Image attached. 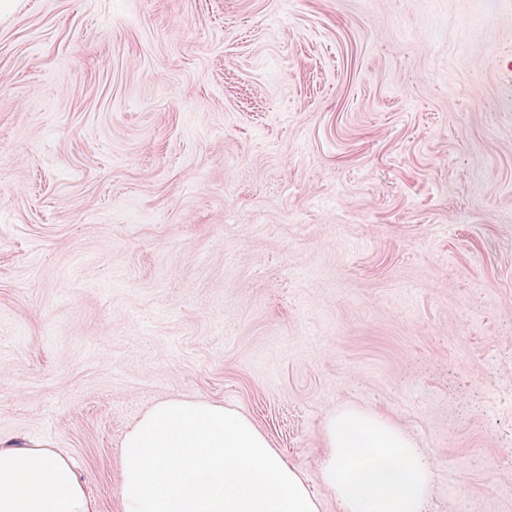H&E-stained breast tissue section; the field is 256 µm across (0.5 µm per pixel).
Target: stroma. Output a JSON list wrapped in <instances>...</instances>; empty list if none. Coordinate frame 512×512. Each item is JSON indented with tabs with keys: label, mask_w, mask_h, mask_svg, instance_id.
<instances>
[{
	"label": "stroma",
	"mask_w": 512,
	"mask_h": 512,
	"mask_svg": "<svg viewBox=\"0 0 512 512\" xmlns=\"http://www.w3.org/2000/svg\"><path fill=\"white\" fill-rule=\"evenodd\" d=\"M221 402L321 503L353 403L427 512H512V0H20L0 18V439L121 512L154 403Z\"/></svg>",
	"instance_id": "stroma-1"
}]
</instances>
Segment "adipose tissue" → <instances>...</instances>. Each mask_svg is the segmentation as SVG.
<instances>
[{
    "label": "adipose tissue",
    "instance_id": "ef3b65f1",
    "mask_svg": "<svg viewBox=\"0 0 512 512\" xmlns=\"http://www.w3.org/2000/svg\"><path fill=\"white\" fill-rule=\"evenodd\" d=\"M323 480L342 512H425L433 462L383 414L346 404L323 425ZM122 512H320L301 470L245 415L171 399L124 434ZM0 512H95L72 460L38 440H0Z\"/></svg>",
    "mask_w": 512,
    "mask_h": 512
}]
</instances>
